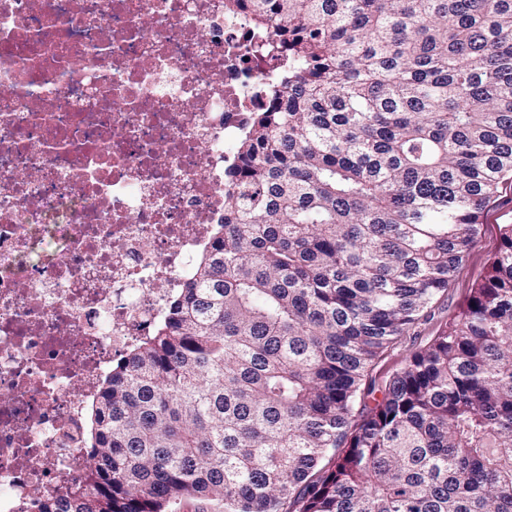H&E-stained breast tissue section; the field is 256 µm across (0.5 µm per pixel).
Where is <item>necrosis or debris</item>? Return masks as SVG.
Wrapping results in <instances>:
<instances>
[{"label":"necrosis or debris","instance_id":"4bbe7bcc","mask_svg":"<svg viewBox=\"0 0 512 512\" xmlns=\"http://www.w3.org/2000/svg\"><path fill=\"white\" fill-rule=\"evenodd\" d=\"M274 39L226 0H0V512L83 475L100 379L224 221Z\"/></svg>","mask_w":512,"mask_h":512}]
</instances>
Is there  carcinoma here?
<instances>
[{"instance_id":"obj_1","label":"carcinoma","mask_w":512,"mask_h":512,"mask_svg":"<svg viewBox=\"0 0 512 512\" xmlns=\"http://www.w3.org/2000/svg\"><path fill=\"white\" fill-rule=\"evenodd\" d=\"M297 66L224 223L37 512H512V224L384 383L512 179V0H234Z\"/></svg>"}]
</instances>
